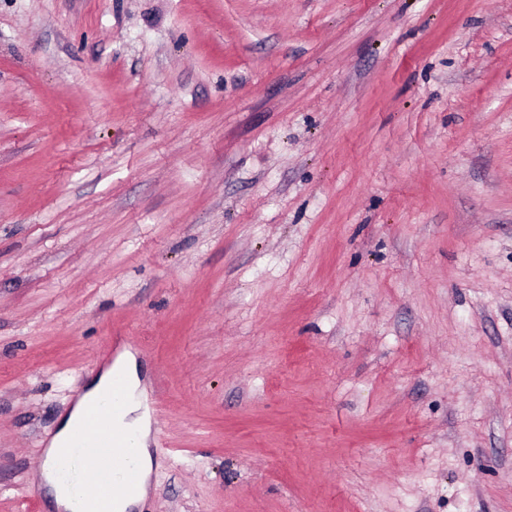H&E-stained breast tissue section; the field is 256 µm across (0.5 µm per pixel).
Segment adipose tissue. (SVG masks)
Returning a JSON list of instances; mask_svg holds the SVG:
<instances>
[{"label": "adipose tissue", "instance_id": "ef3b65f1", "mask_svg": "<svg viewBox=\"0 0 512 512\" xmlns=\"http://www.w3.org/2000/svg\"><path fill=\"white\" fill-rule=\"evenodd\" d=\"M121 372L125 378L130 398L121 414L116 415L115 427L135 435L137 443V492L134 496L119 502L120 512L141 505L148 493L149 479L152 473V458L147 448L150 424L146 415L138 411L139 403L135 392L140 385V378L133 356L127 355L117 360L114 369L103 370L90 380L85 392L71 410L62 418L56 433L51 437L44 450V458L34 479L46 487L52 497L57 512H71L72 496L59 476V460L70 443L75 426L83 421L89 404L101 402L112 386L113 372Z\"/></svg>", "mask_w": 512, "mask_h": 512}]
</instances>
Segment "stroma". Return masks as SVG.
Returning <instances> with one entry per match:
<instances>
[{"label": "stroma", "mask_w": 512, "mask_h": 512, "mask_svg": "<svg viewBox=\"0 0 512 512\" xmlns=\"http://www.w3.org/2000/svg\"><path fill=\"white\" fill-rule=\"evenodd\" d=\"M126 350L142 512H512V0H0V512Z\"/></svg>", "instance_id": "obj_1"}]
</instances>
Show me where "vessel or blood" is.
Listing matches in <instances>:
<instances>
[{"label":"vessel or blood","mask_w":512,"mask_h":512,"mask_svg":"<svg viewBox=\"0 0 512 512\" xmlns=\"http://www.w3.org/2000/svg\"><path fill=\"white\" fill-rule=\"evenodd\" d=\"M134 441L111 427L98 408H90L88 422L75 435L70 461L62 474L78 493L79 512H105L110 502L133 494L136 490V472L133 459ZM96 465L93 473H86L84 462ZM94 480L99 495L94 499L82 498L87 480Z\"/></svg>","instance_id":"1"}]
</instances>
